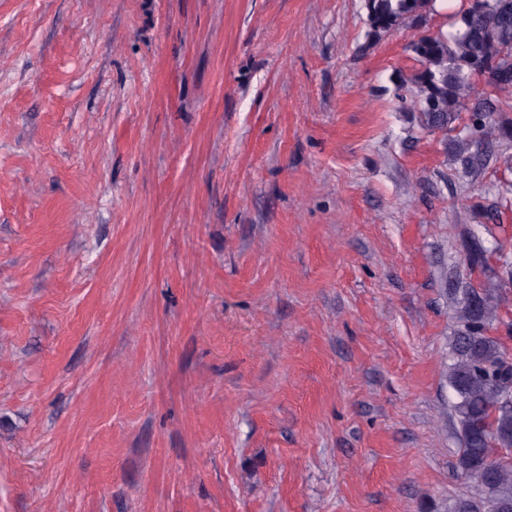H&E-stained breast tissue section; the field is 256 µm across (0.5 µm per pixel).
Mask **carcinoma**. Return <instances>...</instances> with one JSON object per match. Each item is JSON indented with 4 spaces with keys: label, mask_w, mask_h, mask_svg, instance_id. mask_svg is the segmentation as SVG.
<instances>
[{
    "label": "carcinoma",
    "mask_w": 512,
    "mask_h": 512,
    "mask_svg": "<svg viewBox=\"0 0 512 512\" xmlns=\"http://www.w3.org/2000/svg\"><path fill=\"white\" fill-rule=\"evenodd\" d=\"M363 7L372 41L400 27L417 30L407 51L419 68L402 79L407 93L399 102L420 113L431 133L453 131L467 115L452 144L462 172L475 174L491 143L512 141V116L503 112L512 103V0L463 8L449 33L429 28L437 0H363ZM493 189L498 205H512V180L505 177ZM459 304L448 371L461 440L457 468L482 494L448 502L447 512H512V459L499 454L512 448V405L501 396L512 365L505 364L506 348L489 335L498 308L512 298L465 288Z\"/></svg>",
    "instance_id": "1"
}]
</instances>
